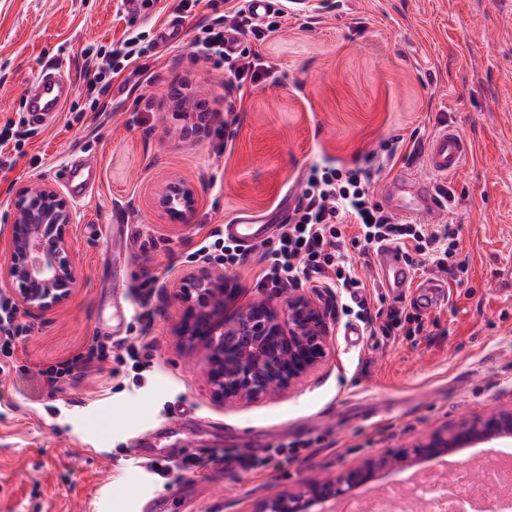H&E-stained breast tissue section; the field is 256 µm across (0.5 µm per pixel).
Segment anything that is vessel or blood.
Wrapping results in <instances>:
<instances>
[{
  "instance_id": "b4317fda",
  "label": "vessel or blood",
  "mask_w": 512,
  "mask_h": 512,
  "mask_svg": "<svg viewBox=\"0 0 512 512\" xmlns=\"http://www.w3.org/2000/svg\"><path fill=\"white\" fill-rule=\"evenodd\" d=\"M71 92L72 84L65 77L62 66L42 71L35 80L26 84L22 94L30 121L38 125L52 123L69 100ZM468 153L467 141L455 130L447 127L440 129L430 139L424 152L431 179L424 180L409 174L387 181L379 196L381 207L403 221L422 223L437 220L445 212L447 198L438 191L435 180L455 173ZM92 174L90 165L76 164L70 166L65 182L79 197L90 188ZM272 233V225L258 224L249 219L224 227L226 237L248 247L268 241ZM374 272L382 288L392 298L409 295L422 308L441 305L448 299L443 279L431 277L419 286H412L411 270L395 246L378 248Z\"/></svg>"
}]
</instances>
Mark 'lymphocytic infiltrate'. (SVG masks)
<instances>
[{"label": "lymphocytic infiltrate", "mask_w": 512, "mask_h": 512, "mask_svg": "<svg viewBox=\"0 0 512 512\" xmlns=\"http://www.w3.org/2000/svg\"><path fill=\"white\" fill-rule=\"evenodd\" d=\"M278 28L277 21H257L252 7L238 0L223 14L201 19L194 39L195 52L225 66L232 87L239 90L268 72L260 56L243 47V39L262 41ZM165 50L158 40L146 42L140 35H128L113 46L99 79L108 85L122 75L127 81L141 82L145 69L140 58ZM396 156V151L390 150L371 164L314 165L304 172L303 192L266 252L261 287L284 291L308 286L339 288L349 296L357 293L362 283L353 275L345 255L343 227L347 224L358 225V240L365 248L392 244L403 252L409 266L430 263L447 270L457 246L450 226L431 229L423 224L397 222L373 200L379 174L393 168ZM24 331L12 303L0 296L1 374L15 369V342Z\"/></svg>", "instance_id": "f902f5d3"}]
</instances>
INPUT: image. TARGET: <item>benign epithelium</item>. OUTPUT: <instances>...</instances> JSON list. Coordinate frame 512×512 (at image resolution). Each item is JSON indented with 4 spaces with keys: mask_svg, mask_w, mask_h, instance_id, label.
<instances>
[{
    "mask_svg": "<svg viewBox=\"0 0 512 512\" xmlns=\"http://www.w3.org/2000/svg\"><path fill=\"white\" fill-rule=\"evenodd\" d=\"M197 203L194 185L169 179L152 198V207L173 221H182ZM6 246L0 247V285L17 306L31 314H46L63 305L78 284L79 269L69 235L73 211L54 186L36 184L14 198ZM237 289L225 287L224 274L190 273L175 285L172 297L183 314L178 335L206 350L203 376L214 398L224 402L252 401L291 386L320 365L329 352L327 309L304 294H294L280 306L256 301L227 319L224 307ZM512 436V413H494L463 426L453 439L435 435L415 452L438 458L448 448L472 440ZM406 454L380 458L361 469L359 481L372 480L375 466L391 468ZM338 483L313 481L300 494H277L259 512H310L345 496Z\"/></svg>",
    "mask_w": 512,
    "mask_h": 512,
    "instance_id": "7a95c632",
    "label": "benign epithelium"
}]
</instances>
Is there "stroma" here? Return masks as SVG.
<instances>
[{"label": "stroma", "mask_w": 512, "mask_h": 512, "mask_svg": "<svg viewBox=\"0 0 512 512\" xmlns=\"http://www.w3.org/2000/svg\"><path fill=\"white\" fill-rule=\"evenodd\" d=\"M119 0H0V127L21 109L24 84L62 65L73 82L74 110L33 130L12 169L0 172V228L20 190L61 187L58 171L93 162L86 196L71 198V247L79 282L44 316L20 313L28 329L16 348L21 374L0 375V512H135L166 494L161 512H257L273 495L336 480L365 462L409 451L400 467L377 472L371 494L406 485L435 467L412 456L418 442L452 434L494 412L512 411V0H303L291 5L278 33L259 47L270 73L243 89L234 111L224 100L223 67L191 46L197 19L180 0H155L138 22ZM179 21L175 51L146 59L152 82L110 86L90 108L97 62L124 33L155 34ZM191 87L199 108H177L172 85ZM471 145L467 165L447 187L444 224L456 233L448 300L422 312L423 330L369 335L342 315L332 288L305 294L329 309L330 353L289 388L254 401L213 398L202 368L206 352L176 334L182 317L170 290L185 274L223 273L238 304L285 294L258 287L265 264L255 248L247 264L223 270L196 249L216 227L252 215L281 224L291 192L314 164H366L380 146L398 149L383 180L430 178L417 147L441 127ZM173 176L192 183L198 203L172 222L151 196ZM349 259L380 312L409 302L387 297L372 259L354 244ZM149 293L145 330L151 367L143 387L130 365L110 360L43 387L40 372L105 341L115 320L131 321L136 297ZM163 436L170 449L193 447L218 462L170 487L153 484L146 466L126 459V444ZM107 451L87 456L85 438ZM256 443L262 466L241 468L238 443ZM292 457L274 456L278 446Z\"/></svg>", "instance_id": "35a3bbf8"}]
</instances>
